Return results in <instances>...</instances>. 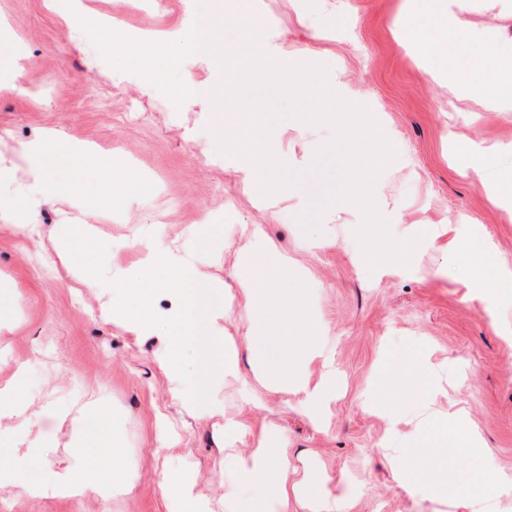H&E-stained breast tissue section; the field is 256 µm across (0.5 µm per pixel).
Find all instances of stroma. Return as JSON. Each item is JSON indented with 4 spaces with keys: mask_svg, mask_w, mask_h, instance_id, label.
Wrapping results in <instances>:
<instances>
[{
    "mask_svg": "<svg viewBox=\"0 0 512 512\" xmlns=\"http://www.w3.org/2000/svg\"><path fill=\"white\" fill-rule=\"evenodd\" d=\"M263 20L284 33L288 52L314 44L328 67L363 104L399 152L378 180L380 211L398 212L392 229L401 240L418 226L440 225L432 245H418L415 274L375 276L350 228L359 212L335 205L324 218L328 180L309 174L315 147L331 131L285 117L276 127L275 149L288 156L301 184L288 190L275 212L257 207L233 170L203 150L210 101L175 106L112 67L101 52L49 10L45 0H0V165L14 168L0 192L16 194L25 180L18 146L59 130L70 140L112 152L131 162L156 188L130 198L76 194L39 209L34 226L19 232L0 220V383L16 364L25 367L24 391L38 418L27 442H52L31 456L29 478L47 483L65 469L91 472L94 456L71 447L68 416L99 404L121 439L132 476L128 490L110 500L32 499L0 492V512H168L158 485L165 473L193 471L224 512V417L245 413L253 429L284 435L293 459L320 464L329 488L353 497L352 512H432L398 486L383 443L385 418L372 413L367 390L381 345L423 344L442 366L446 411H462L490 449L498 473L512 477V302L487 316L485 300L465 285L444 250L457 225L477 223L512 266V209L494 205L448 154L449 141L491 149L512 140V106L492 108L477 98H458L447 77L423 64L399 35L403 0H262ZM90 11L125 29L150 32L177 25L186 0H155L131 10L128 0H84ZM462 20L478 39L512 49V0H470ZM329 29L312 42L314 26ZM224 220L229 243L220 253L198 255L210 280L240 292L241 227L264 225L276 253L306 273L307 304L327 329L326 346L341 374L336 399L315 425L291 397L256 382L250 370L215 386L221 415L199 419L173 401L175 380L155 361L163 333L135 336L104 316L108 286L83 287L74 262L62 261L65 227L93 230L108 247L105 265H134L135 238L143 227H162V241L192 247L205 232L201 218Z\"/></svg>",
    "mask_w": 512,
    "mask_h": 512,
    "instance_id": "1",
    "label": "stroma"
}]
</instances>
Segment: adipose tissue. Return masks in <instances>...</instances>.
<instances>
[{
	"label": "adipose tissue",
	"mask_w": 512,
	"mask_h": 512,
	"mask_svg": "<svg viewBox=\"0 0 512 512\" xmlns=\"http://www.w3.org/2000/svg\"><path fill=\"white\" fill-rule=\"evenodd\" d=\"M467 2L406 0L402 26L416 54L447 72L449 83L460 96L478 95L490 106L512 101V57H505L494 44L475 46L469 78H460L455 71L453 59L460 44L467 39L461 19ZM459 154L462 175L478 184L498 206L512 208V194L501 190L503 182L512 181V172L496 169L489 152L480 147H465ZM21 155L27 164L25 193L19 201L0 198V218L24 227L33 224L43 202L66 193L52 172L56 159L84 167L97 162L96 149L68 140L58 132L42 141L26 144ZM243 236L239 301L250 322L245 344L253 376L268 390L291 396L314 421H321L335 398L338 371L334 358L326 351L323 329L303 311L302 275L280 259L276 262L278 274L264 282H255L253 246L265 240V227L244 225ZM448 254L456 260L466 259L473 269V276L466 280L473 292H483L486 280L482 272L488 269L502 285L504 295L512 296V268L496 262L494 246L479 228L458 234L456 240L450 242ZM316 362L323 368V378L314 384L310 381L309 370ZM27 408L23 378L18 375L12 383L0 387L1 448L16 447V435ZM70 426L73 447L95 449V468L81 478L67 472L55 474L51 483L31 487L32 494L79 497L93 491L108 498L127 490L131 477L123 448L114 441L111 430L101 424L99 415L82 411L71 417ZM224 434L231 442L246 440L250 443L248 452H231L224 458V471L229 476L225 505L236 502L239 485L246 482L253 489L246 512H350L349 496L333 494L325 484L293 463L286 440L272 442L269 430H253L239 416L225 418ZM160 491L169 502L170 512H214L209 496L192 473L167 475Z\"/></svg>",
	"instance_id": "adipose-tissue-1"
}]
</instances>
